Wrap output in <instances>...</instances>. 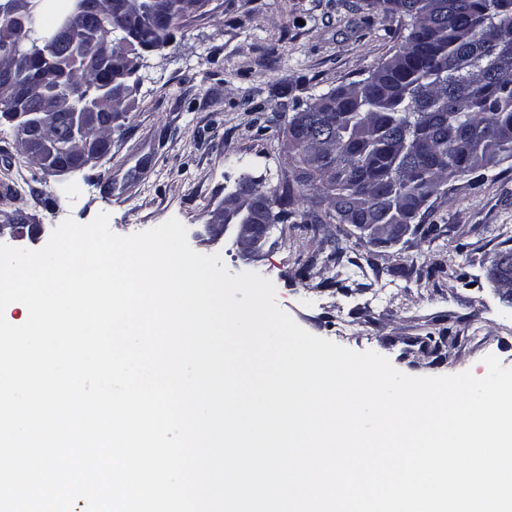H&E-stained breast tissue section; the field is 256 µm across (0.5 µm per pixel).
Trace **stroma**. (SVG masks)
<instances>
[{"label":"stroma","instance_id":"35a3bbf8","mask_svg":"<svg viewBox=\"0 0 512 512\" xmlns=\"http://www.w3.org/2000/svg\"><path fill=\"white\" fill-rule=\"evenodd\" d=\"M407 34L399 16L368 0H210L167 47L142 54L129 110L95 165L46 173L0 118V224L17 214L49 232L105 212L112 232L126 236L175 217L195 251L220 255L231 273L271 280L280 307L313 335L374 351L411 376L481 377L490 354L512 368V303L486 276L502 248L498 225H512V161L486 171L479 186L464 177L434 195L423 222L437 225L435 238L412 230L375 246L349 224H279L248 261L231 239L198 236L243 179L280 190L294 99L367 77ZM21 176L28 188L19 196L11 182ZM337 243L371 260L367 287L330 286L322 258ZM439 264L457 278L437 276L423 288L400 274ZM428 332L446 336L440 353L421 349Z\"/></svg>","mask_w":512,"mask_h":512}]
</instances>
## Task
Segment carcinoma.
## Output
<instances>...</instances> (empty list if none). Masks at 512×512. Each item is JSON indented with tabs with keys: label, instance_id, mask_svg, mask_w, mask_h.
Returning a JSON list of instances; mask_svg holds the SVG:
<instances>
[{
	"label": "carcinoma",
	"instance_id": "cac0c4a2",
	"mask_svg": "<svg viewBox=\"0 0 512 512\" xmlns=\"http://www.w3.org/2000/svg\"><path fill=\"white\" fill-rule=\"evenodd\" d=\"M40 0H0L22 16L19 38L0 36V115L16 89L30 95L28 111L45 113L55 138L48 164L66 165L79 146L66 134L72 100L98 99L109 70L125 66L111 51L123 33L143 50L169 44L172 30L205 14L209 0H64L60 16L77 14L82 58L101 69L73 68L63 78L43 73L45 50L69 44L38 36ZM409 20L405 44L368 77L293 103L284 155L291 179L277 195L280 223L305 219L292 198L325 206L353 224H412L443 184L512 160V0H370ZM43 40L44 45L37 44ZM325 264L345 290V269L363 266L346 248H330Z\"/></svg>",
	"mask_w": 512,
	"mask_h": 512
}]
</instances>
